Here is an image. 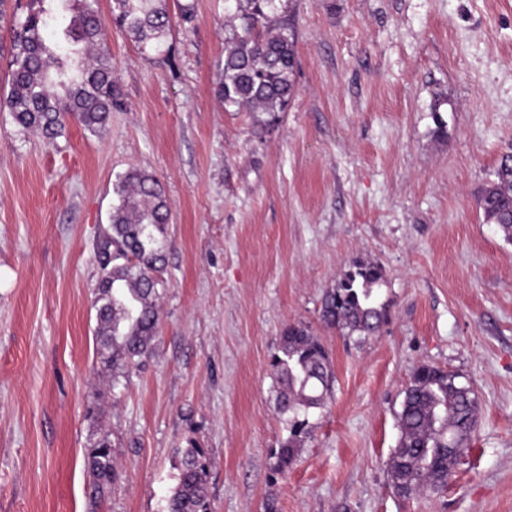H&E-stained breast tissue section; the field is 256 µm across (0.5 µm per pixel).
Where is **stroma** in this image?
<instances>
[{
    "instance_id": "stroma-1",
    "label": "stroma",
    "mask_w": 512,
    "mask_h": 512,
    "mask_svg": "<svg viewBox=\"0 0 512 512\" xmlns=\"http://www.w3.org/2000/svg\"><path fill=\"white\" fill-rule=\"evenodd\" d=\"M194 3L166 58L109 22L122 106L100 131L71 121L50 144L0 112V512H166L192 444L208 512H512V243L476 204L512 146V0H292L296 93L269 131L225 111L224 0ZM132 166L171 219L160 328L116 384L95 251ZM359 259L386 274L388 318L365 337L319 320ZM290 323L321 339L334 384L276 475L271 361ZM422 364L459 374L478 423L446 488L404 499L389 458ZM102 436L117 478L96 500Z\"/></svg>"
}]
</instances>
